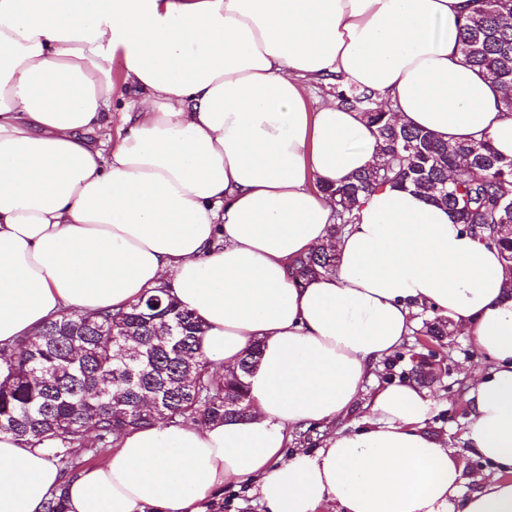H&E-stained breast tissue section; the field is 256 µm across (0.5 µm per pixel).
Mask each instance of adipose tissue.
I'll return each instance as SVG.
<instances>
[{"label":"adipose tissue","mask_w":512,"mask_h":512,"mask_svg":"<svg viewBox=\"0 0 512 512\" xmlns=\"http://www.w3.org/2000/svg\"><path fill=\"white\" fill-rule=\"evenodd\" d=\"M476 5L0 0V349L165 285L215 367L261 351L248 419L135 428L70 476L0 433V512H209L230 485L264 512H512V276L410 188L376 190L330 238L326 189L372 167L378 139L305 95L336 75L399 124L512 157L504 90L456 43ZM329 242L335 274L295 282L294 259ZM424 303L492 360L469 378L460 451L425 433L426 391L373 382ZM313 423L315 454L286 455Z\"/></svg>","instance_id":"adipose-tissue-1"}]
</instances>
